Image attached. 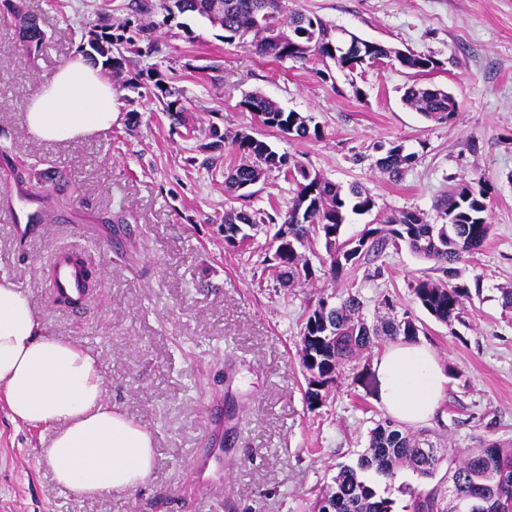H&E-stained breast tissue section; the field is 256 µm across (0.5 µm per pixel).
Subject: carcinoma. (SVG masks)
<instances>
[{"instance_id":"obj_1","label":"carcinoma","mask_w":512,"mask_h":512,"mask_svg":"<svg viewBox=\"0 0 512 512\" xmlns=\"http://www.w3.org/2000/svg\"><path fill=\"white\" fill-rule=\"evenodd\" d=\"M266 0H224V18L216 21L208 9L209 0H173L168 13L192 14L224 29V39L254 35L256 53L274 61L285 59L302 62L330 60L340 70L353 71L378 59L394 58L416 75L438 68L435 60L411 52L400 54L380 43L351 35L342 41L343 29L329 25L316 15L293 11L286 0H274L272 12L259 13ZM18 22L19 36L28 54L33 55L44 41L41 26L28 22L30 15L17 4L12 11ZM99 36L81 44V52L94 63L102 62L116 76L130 64L127 47L113 42L110 9L98 14ZM156 99L171 122L191 135L196 132L195 117L174 93L155 82ZM405 102L426 118L437 122L455 119L458 102L448 89L435 84H412L405 92ZM245 106L261 124L281 129L286 123L291 135L309 140L319 137L318 125L312 117L285 111L274 100L252 94ZM239 162L229 167L224 191L236 193L245 183L257 184L266 172L277 169L293 181L295 196L285 211L255 215L247 211L224 213V244L230 249L242 248L250 231L268 224L273 231L275 250L265 271L283 287L307 285L316 278L311 258L334 280H342L358 271L388 249L408 247L416 255L434 262L445 277L424 275L411 280L408 288L413 300L436 321L451 327L464 321L466 301L471 299L469 284L456 281L455 264L479 253L491 237L489 222L491 193L486 181L478 178L454 185L434 204L435 218L418 210H401L378 224H366L357 234L347 237L344 226L347 214L364 215L375 208L374 198L362 187L341 185L313 175L302 161L278 154L266 142L246 133L232 141ZM382 152L375 164L392 178L399 179L416 159L404 152L401 144H379ZM322 243L324 253L314 250ZM382 306L388 315L372 323L363 316V303L351 292L331 304L321 297L308 309L300 329V364L306 372L305 398L310 408L326 400L330 389L349 363L361 353L383 340L417 341L422 329L412 316L393 313L390 296H383ZM446 467L443 479L432 486L404 484L398 492L408 496L404 512H454L456 504L472 502L475 512H512V442L481 441L479 446L461 452L449 448L426 432H414L390 418L380 419L369 431L368 445L360 454L357 466H341L319 499L313 512H396V501L380 492L368 477L372 472L393 483L403 469L423 479L435 477Z\"/></svg>"}]
</instances>
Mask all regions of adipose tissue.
Masks as SVG:
<instances>
[{
    "label": "adipose tissue",
    "mask_w": 512,
    "mask_h": 512,
    "mask_svg": "<svg viewBox=\"0 0 512 512\" xmlns=\"http://www.w3.org/2000/svg\"><path fill=\"white\" fill-rule=\"evenodd\" d=\"M114 89L77 52L41 81L24 114L38 141L67 143L110 132ZM375 365L389 415L406 424L430 419L447 378L425 345L396 343ZM0 398L13 420L50 432L44 456L58 485L75 495L133 490L153 467L146 428L113 407L101 366L77 344L50 335L29 301L0 280Z\"/></svg>",
    "instance_id": "1"
}]
</instances>
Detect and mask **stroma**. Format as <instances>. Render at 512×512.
Masks as SVG:
<instances>
[{
    "label": "stroma",
    "mask_w": 512,
    "mask_h": 512,
    "mask_svg": "<svg viewBox=\"0 0 512 512\" xmlns=\"http://www.w3.org/2000/svg\"><path fill=\"white\" fill-rule=\"evenodd\" d=\"M106 0H24L45 32L36 56L19 43L14 24L0 23V142L34 174L23 186L0 176V196L24 189L38 199L48 230L22 239L0 220V278L13 281L53 335L96 357L109 398L153 436L155 466L133 491L82 499L58 487L42 450L40 428L13 422L0 401V512H311L339 465L355 464L375 422L386 417L374 366L363 353L318 408H309L299 363L304 314L319 298L345 293L347 282L318 275L281 287L264 273L270 239L257 233L246 250L224 244L225 211L287 209L295 185L269 172L244 196L224 192L227 148H210V127L226 138L247 133L341 186L359 184L376 206L348 215L347 235L400 210L432 213L435 201L461 180L493 188L494 232L484 250L459 263L480 293L465 324L447 327L415 304L407 284L431 261L408 248L388 250L381 276L358 271L354 282L366 317L382 295L421 323L448 378L445 396L426 426L449 447L512 440V310L501 307L512 287V0H288L360 38L436 60L427 81L448 87L459 102L450 122L406 106L412 71L383 60L354 72L335 65L271 61L255 54L251 36L225 41L202 19L168 13L164 0L148 12L132 0H107L112 32L134 41L126 76L114 85L118 113L111 132L73 143L33 140L26 104L41 78L78 52L82 33ZM162 80L199 120L195 138L171 128L148 88ZM146 93H137V85ZM259 93L288 111L313 116L320 138L298 141L263 127L243 105ZM403 144L415 162L393 182L374 164L380 143ZM76 189L58 205L45 169ZM125 209L130 230L115 237L91 216ZM81 250L97 275L83 311L55 306L44 275L57 250ZM139 252L136 266L125 254ZM235 401V442L210 444V406ZM204 467L202 479L193 472Z\"/></svg>",
    "instance_id": "1"
}]
</instances>
